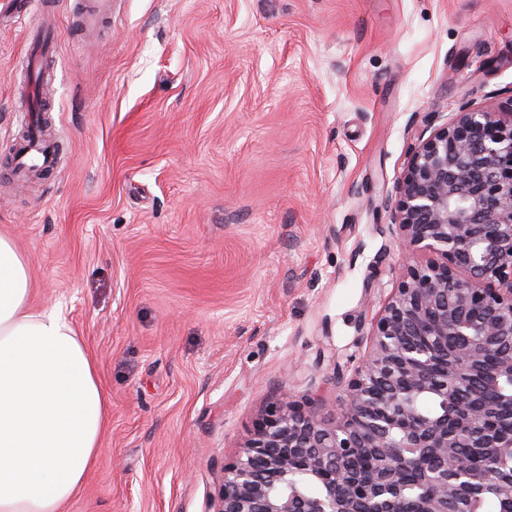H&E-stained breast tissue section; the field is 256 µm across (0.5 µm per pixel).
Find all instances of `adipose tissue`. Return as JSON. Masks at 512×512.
<instances>
[{"mask_svg":"<svg viewBox=\"0 0 512 512\" xmlns=\"http://www.w3.org/2000/svg\"><path fill=\"white\" fill-rule=\"evenodd\" d=\"M32 278L0 234V512H67L100 450L109 399L54 310L30 307Z\"/></svg>","mask_w":512,"mask_h":512,"instance_id":"ef3b65f1","label":"adipose tissue"}]
</instances>
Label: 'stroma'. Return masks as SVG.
<instances>
[{"label":"stroma","mask_w":512,"mask_h":512,"mask_svg":"<svg viewBox=\"0 0 512 512\" xmlns=\"http://www.w3.org/2000/svg\"><path fill=\"white\" fill-rule=\"evenodd\" d=\"M32 0L0 13V234L110 400L69 512H209L282 396L338 416L400 282L410 154L512 111V0ZM60 165L20 181L28 47Z\"/></svg>","instance_id":"35a3bbf8"}]
</instances>
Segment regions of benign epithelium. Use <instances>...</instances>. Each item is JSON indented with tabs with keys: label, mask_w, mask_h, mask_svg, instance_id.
Wrapping results in <instances>:
<instances>
[{
	"label": "benign epithelium",
	"mask_w": 512,
	"mask_h": 512,
	"mask_svg": "<svg viewBox=\"0 0 512 512\" xmlns=\"http://www.w3.org/2000/svg\"><path fill=\"white\" fill-rule=\"evenodd\" d=\"M399 233L434 259L407 267L371 321L370 350L348 380L340 416L326 420L284 396L224 465L212 512H394L403 477L418 472L416 512H448L472 487H493L512 512V468L476 467L457 453L512 456L495 415L512 413V118L465 106L412 152L395 206ZM458 345L448 370L431 347ZM489 355L483 385L464 392ZM432 398L421 417L411 395ZM367 458L372 476L349 462ZM323 486L306 496L299 477Z\"/></svg>",
	"instance_id": "1"
}]
</instances>
